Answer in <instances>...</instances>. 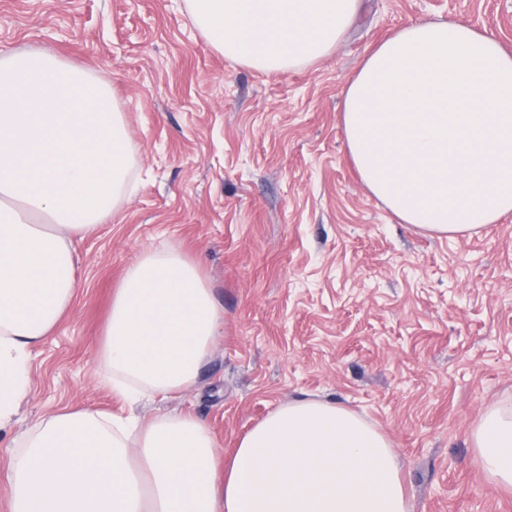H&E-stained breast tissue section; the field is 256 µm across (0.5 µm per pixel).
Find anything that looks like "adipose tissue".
Listing matches in <instances>:
<instances>
[{"label": "adipose tissue", "mask_w": 512, "mask_h": 512, "mask_svg": "<svg viewBox=\"0 0 512 512\" xmlns=\"http://www.w3.org/2000/svg\"><path fill=\"white\" fill-rule=\"evenodd\" d=\"M225 57L277 74L328 57L360 0H185ZM349 155L404 223L476 235L512 213V53L488 30L411 22L344 90ZM134 149L110 87L45 48L0 52V426L29 389L31 350L79 285L71 237L126 198ZM224 309L177 248L140 252L112 293L97 356L123 404L194 388ZM482 467L512 486V399L472 433ZM11 512H408L388 438L358 414L303 398L270 412L227 466L191 413L62 411L12 454Z\"/></svg>", "instance_id": "ef3b65f1"}]
</instances>
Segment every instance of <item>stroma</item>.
I'll return each instance as SVG.
<instances>
[{
	"mask_svg": "<svg viewBox=\"0 0 512 512\" xmlns=\"http://www.w3.org/2000/svg\"><path fill=\"white\" fill-rule=\"evenodd\" d=\"M429 20L512 52V0H363L329 57L271 75L215 50L184 0H0V51L46 46L108 82L135 148L134 193L74 239L80 284L0 431V512L23 434L67 407L120 411L96 357L112 291L140 251L170 245L210 281L224 336L193 390L137 413H193L228 456L277 406L317 396L387 436L410 512H512L470 442L512 397V215L472 237L401 222L363 186L341 125L364 57Z\"/></svg>",
	"mask_w": 512,
	"mask_h": 512,
	"instance_id": "1",
	"label": "stroma"
}]
</instances>
